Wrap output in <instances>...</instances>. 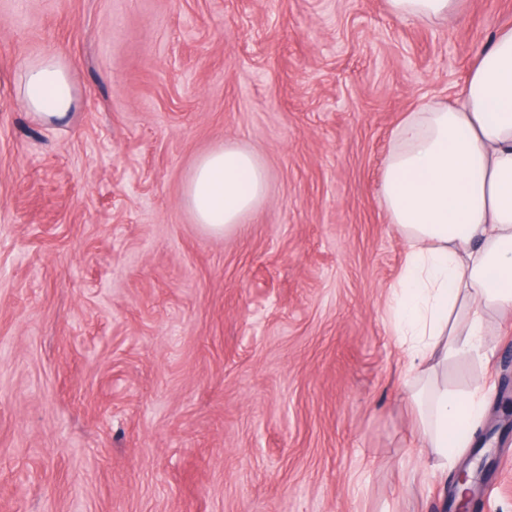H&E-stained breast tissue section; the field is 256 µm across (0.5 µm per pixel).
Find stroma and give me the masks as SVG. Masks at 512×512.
I'll return each instance as SVG.
<instances>
[{"label":"stroma","instance_id":"1","mask_svg":"<svg viewBox=\"0 0 512 512\" xmlns=\"http://www.w3.org/2000/svg\"><path fill=\"white\" fill-rule=\"evenodd\" d=\"M512 0H0V512H449L392 327L391 132L448 100ZM63 57L76 105L23 106ZM222 145L266 168L218 235L184 200ZM512 377V314L448 389ZM479 512H512V435ZM391 13L400 18L434 22L446 19L458 0H387ZM20 97L35 118L52 124L64 122L76 97L62 57L48 53L29 62L22 75Z\"/></svg>","mask_w":512,"mask_h":512}]
</instances>
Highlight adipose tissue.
I'll list each match as a JSON object with an SVG mask.
<instances>
[{
  "label": "adipose tissue",
  "instance_id": "ef3b65f1",
  "mask_svg": "<svg viewBox=\"0 0 512 512\" xmlns=\"http://www.w3.org/2000/svg\"><path fill=\"white\" fill-rule=\"evenodd\" d=\"M400 18H448L458 0H387ZM20 97L46 123L76 103L62 57L45 54L23 72ZM382 197L406 241L395 289V334L408 354L417 431L440 462L469 447L487 407L483 386L448 392L437 367L480 347L484 314L512 306V29L483 48L448 102L406 113L392 132ZM266 187L248 152L224 145L194 163L184 199L197 223L221 233L254 209Z\"/></svg>",
  "mask_w": 512,
  "mask_h": 512
}]
</instances>
